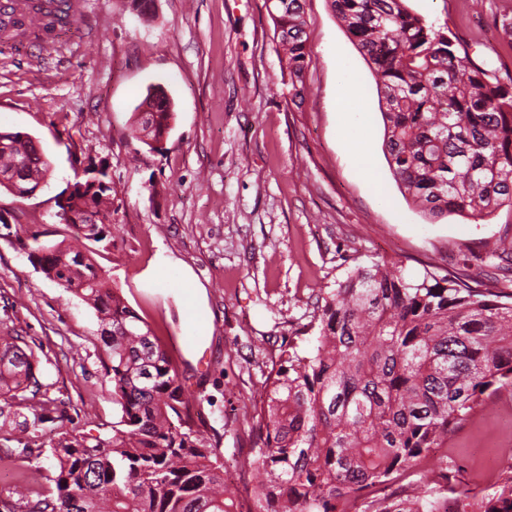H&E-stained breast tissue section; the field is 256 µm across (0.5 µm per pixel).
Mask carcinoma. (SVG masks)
<instances>
[{"label":"carcinoma","mask_w":512,"mask_h":512,"mask_svg":"<svg viewBox=\"0 0 512 512\" xmlns=\"http://www.w3.org/2000/svg\"><path fill=\"white\" fill-rule=\"evenodd\" d=\"M306 0H267L293 97L306 91L311 64ZM371 65L379 88L388 163L404 196L429 220L448 213L474 221L512 206V76L501 81L470 56L448 27L414 13L407 0H329ZM36 7L46 32L72 27L70 0ZM158 88L135 108L130 137L156 149L171 126ZM48 157L22 132L0 147V188L16 194L17 174L36 186ZM58 202L69 225L100 242L112 225L115 189L108 165ZM493 267L512 273V245L488 247ZM45 276L97 313L101 363L120 407L112 433L65 432L51 447L50 495L30 512H238L226 496L224 460L194 429L205 398L184 383L151 329L91 255L63 243L29 252ZM316 344L281 352L258 405L244 408L257 433L250 449L256 481L248 512H351L448 442V431L481 396L512 386V295L425 270L359 267L320 306ZM39 360L24 337L0 336V429H37L55 420ZM31 400L28 412L19 407ZM430 472L448 485L450 512H512V465L499 489L457 491L448 461ZM374 512H439L421 487L403 499L367 502Z\"/></svg>","instance_id":"carcinoma-1"}]
</instances>
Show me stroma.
Instances as JSON below:
<instances>
[{
	"label": "stroma",
	"instance_id": "1",
	"mask_svg": "<svg viewBox=\"0 0 512 512\" xmlns=\"http://www.w3.org/2000/svg\"><path fill=\"white\" fill-rule=\"evenodd\" d=\"M448 28L473 57L512 73V38L500 28L512 0H408ZM309 92L292 97L266 0H153L142 22L131 0H82L77 29L17 45L0 39V132L31 135L52 172L34 196L0 190V336L14 333L46 364L42 381L62 420L35 433L0 430L14 451L0 501L28 512L51 488L60 433L109 432L119 418L98 358L94 309L28 258L39 241L91 253L98 272L149 326L186 379L211 398L201 428L239 480L246 503L251 435L243 406L259 403L281 350H310L318 298L356 268L399 263L485 279L486 242L512 233V208L481 222L427 220L400 191L385 157L372 71L328 0H307ZM364 92L370 130L355 152L354 119L336 106L341 85ZM173 103L161 150L131 140L132 113L152 86ZM110 164L115 192L105 240L77 237L57 202L89 160ZM197 288L206 324L183 315ZM512 388L449 432L458 484L492 492L478 451L512 445ZM28 482V498L15 488Z\"/></svg>",
	"mask_w": 512,
	"mask_h": 512
}]
</instances>
